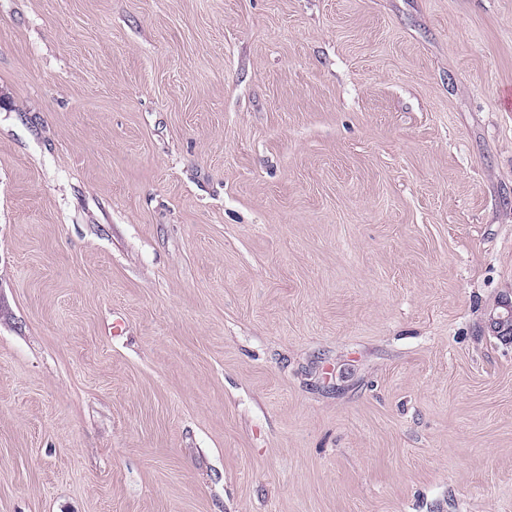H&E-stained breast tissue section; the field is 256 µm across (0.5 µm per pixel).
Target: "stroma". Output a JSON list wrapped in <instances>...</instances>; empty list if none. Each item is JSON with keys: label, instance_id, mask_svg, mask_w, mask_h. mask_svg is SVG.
<instances>
[{"label": "stroma", "instance_id": "35a3bbf8", "mask_svg": "<svg viewBox=\"0 0 512 512\" xmlns=\"http://www.w3.org/2000/svg\"><path fill=\"white\" fill-rule=\"evenodd\" d=\"M510 88L512 0H0V512H512Z\"/></svg>", "mask_w": 512, "mask_h": 512}]
</instances>
